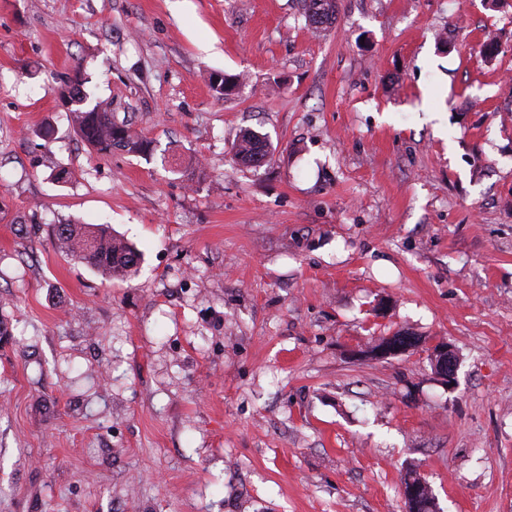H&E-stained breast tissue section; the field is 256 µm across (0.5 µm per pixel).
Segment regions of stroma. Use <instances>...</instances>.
I'll list each match as a JSON object with an SVG mask.
<instances>
[{"label":"stroma","mask_w":512,"mask_h":512,"mask_svg":"<svg viewBox=\"0 0 512 512\" xmlns=\"http://www.w3.org/2000/svg\"><path fill=\"white\" fill-rule=\"evenodd\" d=\"M77 71L150 156L90 152ZM510 79L512 0H338L318 35L299 0H0V512H407L410 467L512 512ZM234 157L242 165L257 166L265 162L266 144L259 133L245 130L234 144ZM57 244L67 256L102 272L109 279L127 280L139 268L141 253L104 224H57ZM389 339L388 343L374 353L377 360H384L392 356L405 354L414 350L419 344L414 338L406 336H398L397 338L389 336ZM434 360L439 359L441 364V375L439 364L436 362L435 368L437 373L446 383H451L455 379L456 371V355L452 346L448 342H439L432 348Z\"/></svg>","instance_id":"stroma-1"}]
</instances>
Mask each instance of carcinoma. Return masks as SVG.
<instances>
[{"instance_id":"cac0c4a2","label":"carcinoma","mask_w":512,"mask_h":512,"mask_svg":"<svg viewBox=\"0 0 512 512\" xmlns=\"http://www.w3.org/2000/svg\"><path fill=\"white\" fill-rule=\"evenodd\" d=\"M302 10L307 25L315 34L336 21V0H302ZM64 85L77 101L69 110L70 120L80 138L94 152L109 155L112 150L120 149L132 155L148 154L149 142L140 132L112 120L106 103H93L82 95L80 73L65 77ZM234 157L245 166L264 163L267 150L261 135L252 130L244 131L234 144ZM55 238L66 255L110 279L127 280L138 271L139 250L113 235L104 224H58ZM402 485L416 489V497L405 499L408 512H437L431 488L416 471L406 472Z\"/></svg>"}]
</instances>
